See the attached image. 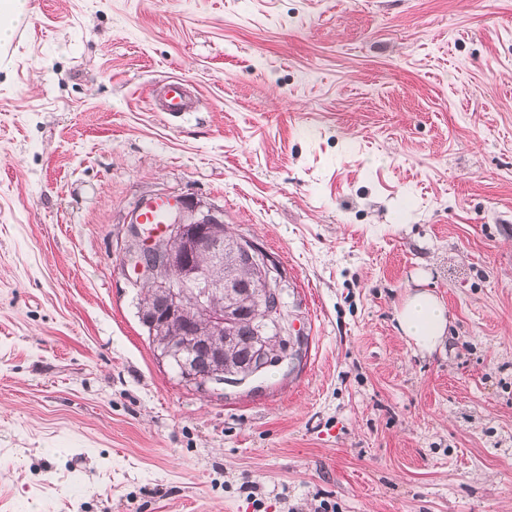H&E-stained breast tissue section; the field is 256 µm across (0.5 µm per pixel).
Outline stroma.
<instances>
[{"instance_id":"obj_1","label":"stroma","mask_w":512,"mask_h":512,"mask_svg":"<svg viewBox=\"0 0 512 512\" xmlns=\"http://www.w3.org/2000/svg\"><path fill=\"white\" fill-rule=\"evenodd\" d=\"M33 5L0 56V512H512V0ZM157 195L280 263L300 364L202 393L158 357L122 264ZM193 102L184 80L178 77L169 78L162 86L160 111L171 116H181L190 112ZM419 289L406 294L396 312V320L416 349L431 353L444 341L448 315L444 304L434 293Z\"/></svg>"}]
</instances>
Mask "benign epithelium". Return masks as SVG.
Returning a JSON list of instances; mask_svg holds the SVG:
<instances>
[{
    "instance_id": "benign-epithelium-1",
    "label": "benign epithelium",
    "mask_w": 512,
    "mask_h": 512,
    "mask_svg": "<svg viewBox=\"0 0 512 512\" xmlns=\"http://www.w3.org/2000/svg\"><path fill=\"white\" fill-rule=\"evenodd\" d=\"M123 264L139 284L156 292L148 300L146 325L189 324L203 363L182 367L185 382L209 391L226 382L246 381L250 371L224 375L225 354L239 319V302L247 297L257 305L262 298H277L283 276L275 260L254 240L224 238V213L178 198L172 202L168 221L159 231L132 213L124 227ZM232 263L251 270L254 281L264 285L265 296L253 281L224 274V254Z\"/></svg>"
}]
</instances>
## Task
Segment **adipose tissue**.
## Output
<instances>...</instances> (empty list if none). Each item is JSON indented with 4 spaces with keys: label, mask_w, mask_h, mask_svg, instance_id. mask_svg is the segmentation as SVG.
<instances>
[{
    "label": "adipose tissue",
    "mask_w": 512,
    "mask_h": 512,
    "mask_svg": "<svg viewBox=\"0 0 512 512\" xmlns=\"http://www.w3.org/2000/svg\"><path fill=\"white\" fill-rule=\"evenodd\" d=\"M400 330L416 349L432 352L441 346L448 327L444 304L427 290H414L406 294L396 312Z\"/></svg>",
    "instance_id": "ef3b65f1"
}]
</instances>
